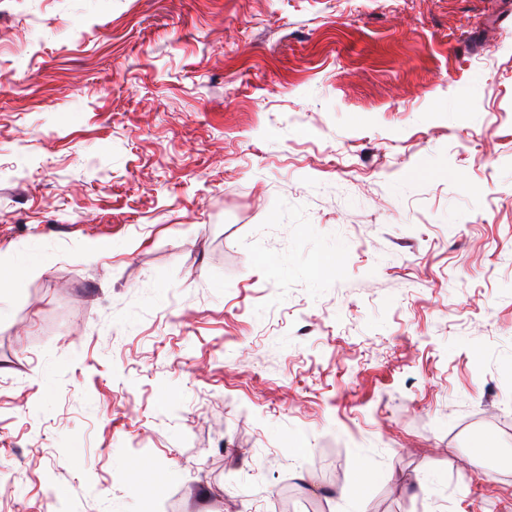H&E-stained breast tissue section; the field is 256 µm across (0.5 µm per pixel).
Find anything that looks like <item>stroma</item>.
<instances>
[{"label":"stroma","mask_w":512,"mask_h":512,"mask_svg":"<svg viewBox=\"0 0 512 512\" xmlns=\"http://www.w3.org/2000/svg\"><path fill=\"white\" fill-rule=\"evenodd\" d=\"M509 26L0 0V512H512Z\"/></svg>","instance_id":"stroma-1"}]
</instances>
